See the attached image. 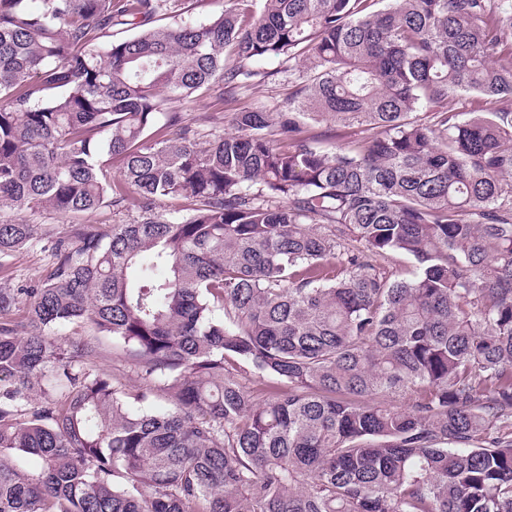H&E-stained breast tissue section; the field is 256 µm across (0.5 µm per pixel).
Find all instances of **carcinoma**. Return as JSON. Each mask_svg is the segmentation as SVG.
Returning <instances> with one entry per match:
<instances>
[{
  "label": "carcinoma",
  "instance_id": "obj_1",
  "mask_svg": "<svg viewBox=\"0 0 512 512\" xmlns=\"http://www.w3.org/2000/svg\"><path fill=\"white\" fill-rule=\"evenodd\" d=\"M228 2L0 0V260L6 211L139 213L0 289V512H512V0ZM271 59L288 109L167 111ZM225 3L226 0H194V9L191 12L181 16H177L178 13H175L160 17L167 18L158 20L156 24H171L181 21L205 22L219 15L224 10ZM358 129L352 126H344L338 122H333L330 120H324L319 123L311 122L309 126V133L314 135L318 140L324 139L330 133L337 132L341 136L333 140L336 145L344 144L349 141L356 134ZM101 349L100 363L104 369L124 374L131 382L136 380V374L120 348L113 346L112 341H103Z\"/></svg>",
  "mask_w": 512,
  "mask_h": 512
}]
</instances>
